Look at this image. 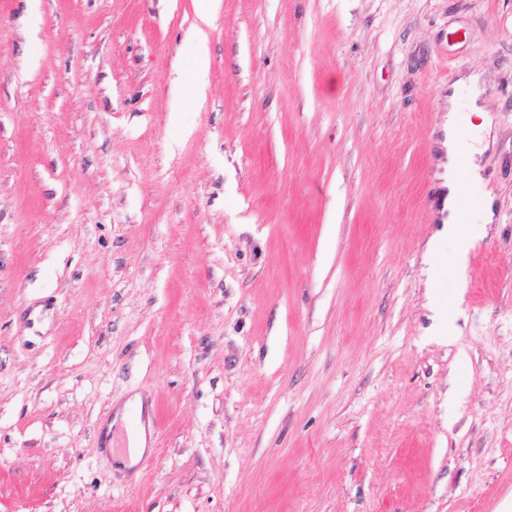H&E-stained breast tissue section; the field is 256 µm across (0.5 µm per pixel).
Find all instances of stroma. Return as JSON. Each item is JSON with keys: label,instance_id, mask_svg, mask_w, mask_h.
Instances as JSON below:
<instances>
[{"label": "stroma", "instance_id": "stroma-1", "mask_svg": "<svg viewBox=\"0 0 512 512\" xmlns=\"http://www.w3.org/2000/svg\"><path fill=\"white\" fill-rule=\"evenodd\" d=\"M0 512H512V0H0ZM454 113L453 110L448 112V237L457 242V250L448 265L457 267L470 242L482 233L485 227L483 224L489 223L471 224L468 218L462 215L458 206V164L455 148L457 120ZM128 445L129 448L120 456L119 460L125 468L132 469L147 450V437L143 425L128 435Z\"/></svg>", "mask_w": 512, "mask_h": 512}]
</instances>
